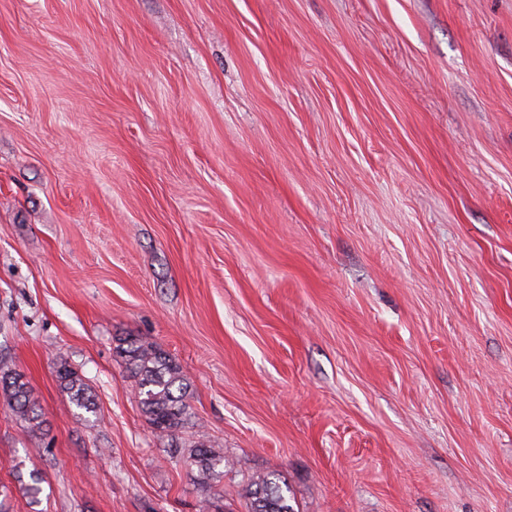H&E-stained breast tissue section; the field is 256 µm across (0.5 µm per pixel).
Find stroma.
<instances>
[{
	"label": "stroma",
	"instance_id": "1",
	"mask_svg": "<svg viewBox=\"0 0 512 512\" xmlns=\"http://www.w3.org/2000/svg\"><path fill=\"white\" fill-rule=\"evenodd\" d=\"M0 360L8 512H512V0H0ZM116 349L135 380L138 403L153 432L164 437L185 428L188 386L175 361L144 338H120ZM57 377L77 408L95 412L96 404L91 390L76 370L66 363L61 364L57 370ZM1 371V394L10 411L21 420L33 427H40L41 415L37 407V400L25 376L12 370ZM186 462L190 470L195 472L196 480L209 488L220 481L224 473L223 469L228 465L221 448L207 444L204 439L194 442L189 449ZM246 498L247 512H295L283 488L268 474L250 478Z\"/></svg>",
	"mask_w": 512,
	"mask_h": 512
}]
</instances>
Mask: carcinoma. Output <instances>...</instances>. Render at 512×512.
<instances>
[{"label": "carcinoma", "mask_w": 512, "mask_h": 512, "mask_svg": "<svg viewBox=\"0 0 512 512\" xmlns=\"http://www.w3.org/2000/svg\"><path fill=\"white\" fill-rule=\"evenodd\" d=\"M117 353L135 380L138 403L153 432L164 437L185 428L188 420V386L180 367L155 343L137 337L119 339ZM60 385L73 404L95 412L90 388L76 370L62 364L57 370ZM0 394L10 411L33 427L42 424L37 400L25 376L12 370L0 372ZM186 462L196 480L208 487L220 481L228 465L221 449L201 439L189 449ZM247 512H295L280 484L270 475L250 478L247 489Z\"/></svg>", "instance_id": "1"}]
</instances>
